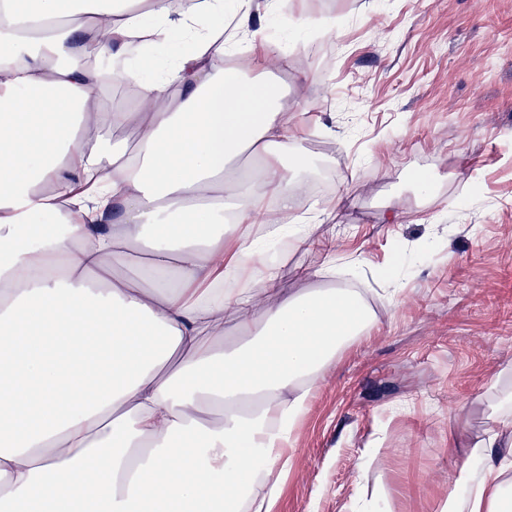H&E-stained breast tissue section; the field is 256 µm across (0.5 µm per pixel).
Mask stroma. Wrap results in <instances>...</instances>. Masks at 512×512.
Here are the masks:
<instances>
[{
  "label": "stroma",
  "mask_w": 512,
  "mask_h": 512,
  "mask_svg": "<svg viewBox=\"0 0 512 512\" xmlns=\"http://www.w3.org/2000/svg\"><path fill=\"white\" fill-rule=\"evenodd\" d=\"M293 2L298 24L254 23L288 59L267 72L293 177L328 180L280 285L362 288L376 322L313 393L272 512H448L512 392V0ZM336 255L353 277H321Z\"/></svg>",
  "instance_id": "1"
}]
</instances>
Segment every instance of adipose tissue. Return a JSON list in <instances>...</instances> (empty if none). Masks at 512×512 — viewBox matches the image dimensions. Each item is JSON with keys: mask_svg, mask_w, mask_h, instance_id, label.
Masks as SVG:
<instances>
[{"mask_svg": "<svg viewBox=\"0 0 512 512\" xmlns=\"http://www.w3.org/2000/svg\"><path fill=\"white\" fill-rule=\"evenodd\" d=\"M253 16L238 0L228 34L224 0H0V512H271L298 419L373 327L351 289L279 292L270 242L313 240ZM176 31L193 48L163 78L127 65ZM116 86L139 111L104 110ZM469 462L448 512H512V394Z\"/></svg>", "mask_w": 512, "mask_h": 512, "instance_id": "ef3b65f1", "label": "adipose tissue"}]
</instances>
